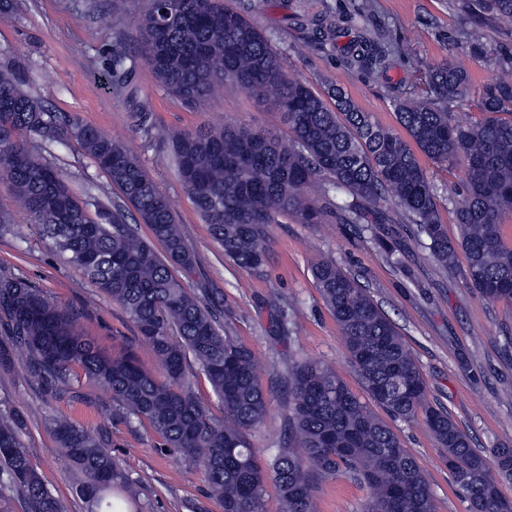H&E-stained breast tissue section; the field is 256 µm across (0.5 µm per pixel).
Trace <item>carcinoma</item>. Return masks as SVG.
<instances>
[{
    "instance_id": "cac0c4a2",
    "label": "carcinoma",
    "mask_w": 512,
    "mask_h": 512,
    "mask_svg": "<svg viewBox=\"0 0 512 512\" xmlns=\"http://www.w3.org/2000/svg\"><path fill=\"white\" fill-rule=\"evenodd\" d=\"M477 17L489 14L512 31V0H467ZM140 52L112 45V85L131 90L140 61L188 108L226 83L273 104L288 139L237 126L175 132L171 154L179 179L224 256L254 274L270 253L268 227L281 216L322 224L418 227L435 261L454 271L466 255V284L492 301L512 302V244L502 217L512 212V65L482 85L481 117L461 124L448 106L469 90L466 70L448 60L428 74V90L395 94L404 139L372 121L339 87L327 96L293 76L270 37L219 0H146L136 23ZM351 61L384 72L388 54L367 33L347 47ZM26 75L0 68V180L38 224L49 248L83 272L124 310L166 371L160 380L128 351L110 357L77 330V313L26 278L0 274V366H18L29 383L73 399V366L112 396V417L146 424L191 462L204 464L207 495L223 512H263L267 481L281 512H315L312 478L346 468L369 489L364 512H435L433 496L414 457L390 427L336 373L316 362L288 363V432L270 460L252 448L250 432L268 413V391L252 350L224 329V294L190 292L175 272H191L198 256L169 199L133 152L78 115L61 118L25 90ZM76 141L136 213L122 205L89 213L29 141ZM463 167L464 193L448 200L459 227L455 240L439 215L435 185L416 152ZM318 189L324 204L312 196ZM147 225L151 238L140 236ZM316 287L341 330L366 391L395 418L423 416L441 447L468 512H512L498 479L512 478V448L490 456L427 398L414 356L391 319L357 278L326 260L313 270ZM197 366L221 401L214 417L195 396ZM58 452L82 475L91 512H125L135 490L113 453L107 430L64 417H46ZM26 416L0 409V486L17 491L27 512H60L43 476L31 465L21 435Z\"/></svg>"
}]
</instances>
